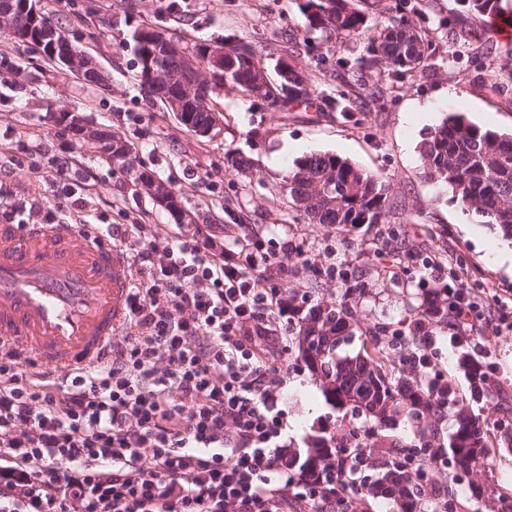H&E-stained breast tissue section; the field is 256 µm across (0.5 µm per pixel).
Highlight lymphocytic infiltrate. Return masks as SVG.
Wrapping results in <instances>:
<instances>
[{
  "instance_id": "f902f5d3",
  "label": "lymphocytic infiltrate",
  "mask_w": 512,
  "mask_h": 512,
  "mask_svg": "<svg viewBox=\"0 0 512 512\" xmlns=\"http://www.w3.org/2000/svg\"><path fill=\"white\" fill-rule=\"evenodd\" d=\"M57 166L44 188L19 196L0 184L9 209L0 221L68 218L83 234L133 250L129 323L98 365L59 379L0 360V512H356L344 485L351 459L336 456V478L301 476L282 438L279 325L288 304L278 277L300 245L228 232L224 243L178 231L157 238L146 224H93L80 200L64 201ZM446 280L454 327L483 336L512 324L487 321L462 275L427 261ZM418 342L409 360L423 388L448 384L427 317L407 323Z\"/></svg>"
}]
</instances>
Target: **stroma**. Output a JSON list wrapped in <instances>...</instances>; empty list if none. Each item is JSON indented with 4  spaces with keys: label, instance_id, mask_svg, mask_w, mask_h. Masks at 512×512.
<instances>
[{
    "label": "stroma",
    "instance_id": "1",
    "mask_svg": "<svg viewBox=\"0 0 512 512\" xmlns=\"http://www.w3.org/2000/svg\"><path fill=\"white\" fill-rule=\"evenodd\" d=\"M369 2L372 22L401 15L414 21L428 44L425 72L397 77L376 67L359 83L337 79L346 62L365 55L366 43L346 39L335 45L306 32L301 0H180L174 8L169 0H40L41 10L92 56L106 84L96 87L66 74L42 53L8 40L0 28V53L14 64L12 72L0 73V182L30 192L51 178L52 156L70 155L87 177L94 223L147 224L161 238L172 232L170 214L133 183L134 173L144 172L178 195L204 233L220 238L225 226L240 224L268 245L293 240L305 258L291 262L283 284L289 304L306 310L348 299L358 331L348 347L352 353L370 329L392 330L416 317L431 276L420 263L399 268L409 249L448 270L467 271L470 294L490 318L512 312V244L425 179L418 152L423 133L452 113L483 128L512 131V39L498 38L486 20L474 16L476 40L449 43L440 22L463 9L462 0ZM145 23L188 42H249L270 63L296 36L293 65L310 75L315 94L343 97L351 110L276 112L224 87L214 96L220 130L196 136L140 87L129 41ZM64 110L126 141L132 165L106 161L98 144L65 131L59 122ZM228 152L249 159L250 169L228 165ZM312 153L340 156L385 180L397 210L367 230L306 223L280 191L281 164ZM331 246L345 265L346 280L325 273ZM490 347L505 399L495 410L474 400L469 408L484 419L485 440L494 452L489 465L465 472L451 499L454 512H491L490 493L512 494V454L497 448V422L512 406V329L493 337ZM286 365L279 394L289 448L302 452L321 438L338 443L349 428L364 424V417L325 400L297 349H290ZM428 426L427 435L419 436L403 413L384 434L409 448L424 439L432 448L447 447V419L429 420Z\"/></svg>",
    "mask_w": 512,
    "mask_h": 512
}]
</instances>
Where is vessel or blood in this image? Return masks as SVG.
Listing matches in <instances>:
<instances>
[{"label":"vessel or blood","mask_w":512,"mask_h":512,"mask_svg":"<svg viewBox=\"0 0 512 512\" xmlns=\"http://www.w3.org/2000/svg\"><path fill=\"white\" fill-rule=\"evenodd\" d=\"M131 261L68 224H0V356L62 378L128 324Z\"/></svg>","instance_id":"1"}]
</instances>
